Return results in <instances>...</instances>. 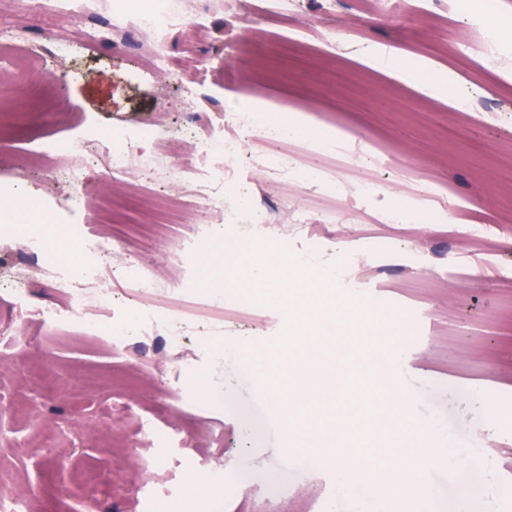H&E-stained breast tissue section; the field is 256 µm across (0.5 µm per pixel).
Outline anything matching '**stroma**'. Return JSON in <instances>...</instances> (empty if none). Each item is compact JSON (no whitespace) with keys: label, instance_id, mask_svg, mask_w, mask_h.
I'll list each match as a JSON object with an SVG mask.
<instances>
[{"label":"stroma","instance_id":"obj_1","mask_svg":"<svg viewBox=\"0 0 512 512\" xmlns=\"http://www.w3.org/2000/svg\"><path fill=\"white\" fill-rule=\"evenodd\" d=\"M196 0L197 21L165 39L175 75L146 72L141 58L102 37L92 51L82 24L63 26L52 0H0V46L34 54L49 82L32 96L22 72L0 60V107L29 114L23 129L0 138V180L30 185V216L54 226L109 227L118 186L98 158L102 135L124 143L126 130L156 124L167 151L130 144L136 179L165 194L176 153L196 127L235 136L242 114L261 107L289 112L311 139L338 140L349 165L314 183L283 190L280 169L258 167L252 145L232 168L206 159L191 194L223 193V215L200 216L187 205L159 236L115 233L112 270L101 290L115 319L130 329L76 343L71 332L26 341L33 309L51 305L69 317L68 302L44 280L17 306L12 273L19 259L0 248V487L23 489L40 512H324L340 485L331 471L303 462L318 445L345 456L389 457L418 448L462 470L447 493L413 503L414 512H512V38L494 57L477 40L491 13L512 23V0H427L425 10L397 15L366 0ZM67 29V42L50 40ZM385 52L395 67H378ZM450 77L449 89L427 88L425 75ZM198 95L185 97V84ZM68 141L63 154L34 163L41 144ZM82 165L72 185L68 172ZM377 172L371 199L351 187ZM348 188L338 205L335 180ZM95 197L94 212L64 207L73 192ZM448 195V217L435 224H388L379 218L396 195ZM238 247L249 236L288 250L332 285V298L367 303L370 354L399 359L395 382L411 401L406 417L382 404L366 419L371 439L340 430L325 442L287 444L275 431L277 402L258 404L237 352L248 342L277 354L291 308L249 298L220 277L203 285L194 245L202 232ZM422 253L418 265L411 253ZM165 271L160 303L211 308L208 317L175 314L178 349L144 336L138 301L121 271ZM361 371L336 364L328 394L306 417L322 424L337 392L359 399Z\"/></svg>","mask_w":512,"mask_h":512}]
</instances>
